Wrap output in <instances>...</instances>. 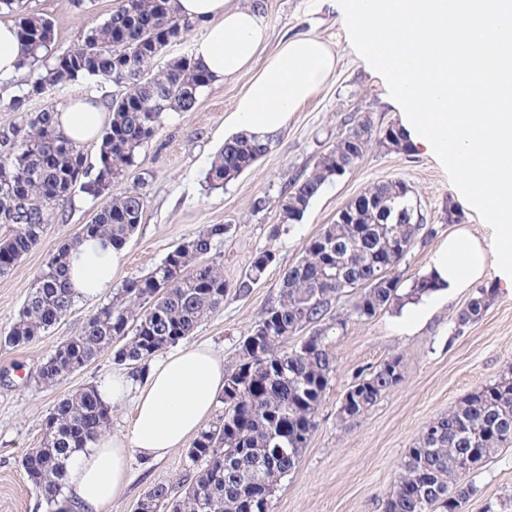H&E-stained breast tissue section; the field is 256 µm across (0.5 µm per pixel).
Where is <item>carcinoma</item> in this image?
Wrapping results in <instances>:
<instances>
[{"label": "carcinoma", "instance_id": "cac0c4a2", "mask_svg": "<svg viewBox=\"0 0 512 512\" xmlns=\"http://www.w3.org/2000/svg\"><path fill=\"white\" fill-rule=\"evenodd\" d=\"M0 14L14 17L27 49L22 67L36 73L34 93L79 80H108L121 92L104 96L112 112L98 147L97 164L81 146L57 131L54 111L45 109L25 123L0 131V277L47 234L53 210L80 191L104 195L112 180L135 163L172 112L190 111L212 82L190 56L158 73L152 62L182 40L195 24L182 18L175 0H117L115 10L91 27L73 49L53 51L51 20L24 7L23 0H0ZM361 123L360 144L348 134L321 153L310 171L290 183L280 202V225L304 216L311 201L338 174L347 172L372 143L411 152L405 132L391 124L377 132L371 119ZM269 145L245 136L224 141L206 172L212 189L222 188L266 155ZM145 203L132 189L106 200L93 220L54 251L38 276L3 343H29L55 326L71 310L70 265L73 247L84 239L121 250L135 234ZM414 211L411 189L402 180L381 181L349 202L346 216L306 244L299 259L283 273L279 295L239 344L232 367L225 368L221 407L186 451L189 461L205 467L190 477L185 490L166 484L142 497L146 512H270L281 480L300 462L316 428L319 407L335 372V360L320 324L333 303L352 288L360 289L354 314L372 318L417 300L431 291L422 277L408 291L395 274L424 226ZM229 226L212 224L174 246L147 274L112 289L111 301L92 314L80 333L57 345L39 369L40 382L55 386L106 352L119 364L144 374L162 350L189 339L199 324L224 305V296L249 294L276 260L269 249L258 252L234 287L207 256ZM348 259L336 273V250ZM491 292L479 289L460 310L458 325L477 322L489 307ZM315 325L300 345L287 349L288 337ZM401 380V359L387 357L346 389L339 417L351 423L368 412ZM112 406L99 398L97 386L60 397L45 423L40 447L23 459L33 489L52 512H71L63 496L73 453L104 433ZM512 445V365L495 380L477 387L447 414L429 422L404 455L401 472L384 502V512H465L478 488L469 480L475 469Z\"/></svg>", "mask_w": 512, "mask_h": 512}]
</instances>
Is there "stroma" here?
<instances>
[{"label": "stroma", "mask_w": 512, "mask_h": 512, "mask_svg": "<svg viewBox=\"0 0 512 512\" xmlns=\"http://www.w3.org/2000/svg\"><path fill=\"white\" fill-rule=\"evenodd\" d=\"M28 5L52 20L54 48L62 53L77 45L89 28L105 21L115 2L84 0L79 5L75 0H29ZM338 9L337 0H263L262 15L269 29L266 52L275 51L284 38L316 35L333 47L336 71L330 82L292 113L256 166L219 189L205 182V173L224 143V119L249 80L241 74L210 84L191 111L170 114L135 166L109 190L116 196L137 187L146 197L138 229L121 251L116 282L146 274L171 246L211 224L230 227L210 254L228 283L244 275L256 251L275 253L274 264L250 294L225 298L223 306L202 321L190 338L191 343L210 345L228 365L239 343L276 301L284 270L301 255L307 241L331 223L339 209L377 182L404 180L426 218L419 240L398 269L402 288L425 276L434 253L449 235L462 229L484 243L492 235L491 227L467 207L461 210L459 224L447 222L446 207L457 198L454 185L424 148L399 154L376 144L351 172L322 188L302 221L279 225V202L291 179L309 172L317 156L347 131V117L370 115L378 130L400 121L383 80L353 49ZM34 79L25 70L9 80V95L24 96L25 102L19 112L0 102L1 128L60 107L81 94L116 90L109 82L97 86L81 81L32 95L28 89ZM258 199L263 202L259 209L254 206ZM102 204V199L75 193L56 209L43 241L0 277V336L10 331L48 256L71 240L80 225L89 223ZM275 226L280 229L276 235L271 232ZM479 288L492 292L487 312L477 323L458 326L459 311ZM357 296L354 290L345 293L325 320L336 372L309 446L276 490L271 512H383L403 457L423 427L512 364V290L503 287L495 260H488L485 275L472 287L441 299L413 332L392 310L358 318L353 313ZM109 301L105 295L74 304L58 324L28 344H0V512H48L47 503L28 481L22 460L39 447L56 401L114 372L131 373V366H120L107 353L55 386H44L38 377L50 352L78 334L89 316ZM391 355L402 360L399 384L361 418L343 424L338 409L345 390L359 374ZM132 469L133 480L125 494L103 512H134L139 499L157 483L183 487L189 463L185 448L179 447L151 465L134 461ZM472 478L479 493L467 512H483L487 502L512 497V449L487 460Z\"/></svg>", "instance_id": "35a3bbf8"}]
</instances>
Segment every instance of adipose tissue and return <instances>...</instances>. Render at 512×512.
<instances>
[{"label": "adipose tissue", "instance_id": "adipose-tissue-1", "mask_svg": "<svg viewBox=\"0 0 512 512\" xmlns=\"http://www.w3.org/2000/svg\"><path fill=\"white\" fill-rule=\"evenodd\" d=\"M177 7L188 20L210 26L208 34L195 41L193 56L213 80L251 74L224 119L225 136L267 139L278 134L290 114L333 75L336 54L314 35L284 40L260 68H253L267 38L264 19L254 7H235L231 0H177ZM108 118L107 106L90 94L59 107L56 126L65 138L84 144L97 139ZM118 259V251L102 248L98 241L78 244L71 252L72 299L92 300L110 292ZM486 265L487 253L477 239L464 233L450 236L428 270L437 284L428 295L430 302L469 287ZM223 389V359L200 345L164 355L151 366L143 384H134L125 374L99 384L100 396L108 404L132 399L134 417L127 434L102 435L71 457L66 496L73 512H103L121 498L130 483L133 459L156 462L182 446L199 432Z\"/></svg>", "mask_w": 512, "mask_h": 512}]
</instances>
